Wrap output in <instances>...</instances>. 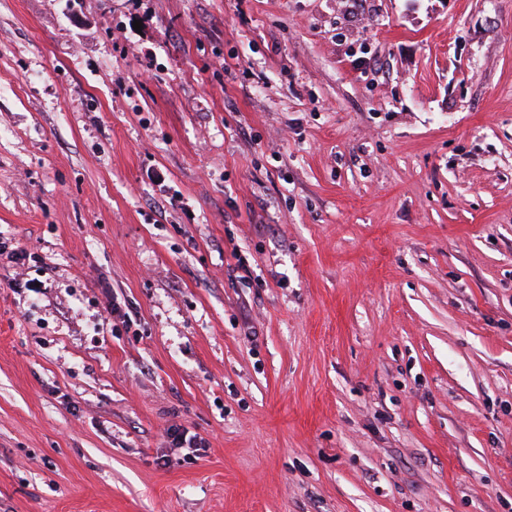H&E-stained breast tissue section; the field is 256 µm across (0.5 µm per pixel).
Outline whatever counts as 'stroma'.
<instances>
[{
  "instance_id": "obj_1",
  "label": "stroma",
  "mask_w": 512,
  "mask_h": 512,
  "mask_svg": "<svg viewBox=\"0 0 512 512\" xmlns=\"http://www.w3.org/2000/svg\"><path fill=\"white\" fill-rule=\"evenodd\" d=\"M0 242V512H512V0H0Z\"/></svg>"
}]
</instances>
